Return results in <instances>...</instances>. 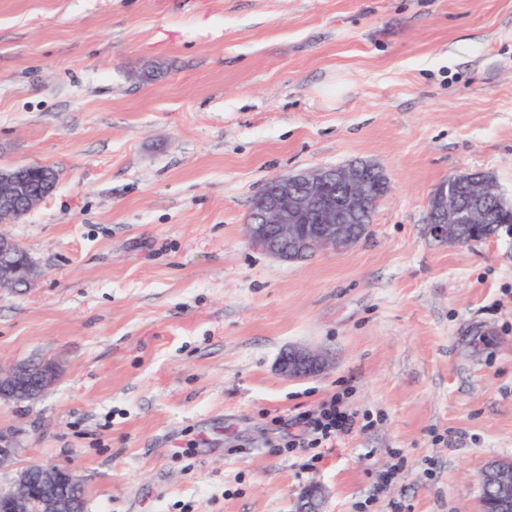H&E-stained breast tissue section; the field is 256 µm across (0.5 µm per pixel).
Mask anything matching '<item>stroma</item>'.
<instances>
[{"label":"stroma","mask_w":512,"mask_h":512,"mask_svg":"<svg viewBox=\"0 0 512 512\" xmlns=\"http://www.w3.org/2000/svg\"><path fill=\"white\" fill-rule=\"evenodd\" d=\"M365 160L369 235L280 262L246 226L274 176ZM52 193L0 226L38 270L0 288V401L20 470L56 465L85 512H482L512 460V235L427 233L449 176L512 205V0H0V167ZM326 353L291 381L292 346ZM339 397L359 420L290 447ZM327 366V360L322 354L291 347L280 358L278 370L288 378L306 379L319 376ZM30 371L24 363L15 364L8 370L0 368V400L15 403L36 400L53 382L56 375L55 368L51 364L44 365L34 383L22 385Z\"/></svg>","instance_id":"stroma-1"}]
</instances>
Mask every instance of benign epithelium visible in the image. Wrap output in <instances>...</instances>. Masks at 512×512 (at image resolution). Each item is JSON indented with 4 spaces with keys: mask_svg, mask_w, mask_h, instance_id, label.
I'll use <instances>...</instances> for the list:
<instances>
[{
    "mask_svg": "<svg viewBox=\"0 0 512 512\" xmlns=\"http://www.w3.org/2000/svg\"><path fill=\"white\" fill-rule=\"evenodd\" d=\"M363 168L314 166L296 174L277 175L269 180L270 191L257 197L255 220L247 224L250 245L284 261H298L316 251L332 248L344 251L354 247L368 232L362 223L367 210V192L361 179ZM40 181L53 190L56 174L40 164L29 174L0 169V224L15 223V215L29 212L45 198L34 189ZM501 200L492 178L482 173L448 177L429 199L428 234L435 240L457 244L454 227L470 225L473 241L484 240L483 228L489 223V200ZM36 268L28 254L14 241L0 235V286H22L35 276ZM326 358L317 352L289 348L280 358L279 372L292 379L316 377L327 369ZM30 373L24 363L7 370L0 368V400L24 403L38 399L53 382L55 368L43 366L32 384H23ZM17 454V440L0 431V466ZM496 471L494 495L482 499L483 512H512V468L489 465L483 474ZM83 489L78 477L66 468L30 466L21 471L15 485L0 491V512H82Z\"/></svg>",
    "mask_w": 512,
    "mask_h": 512,
    "instance_id": "obj_1",
    "label": "benign epithelium"
}]
</instances>
